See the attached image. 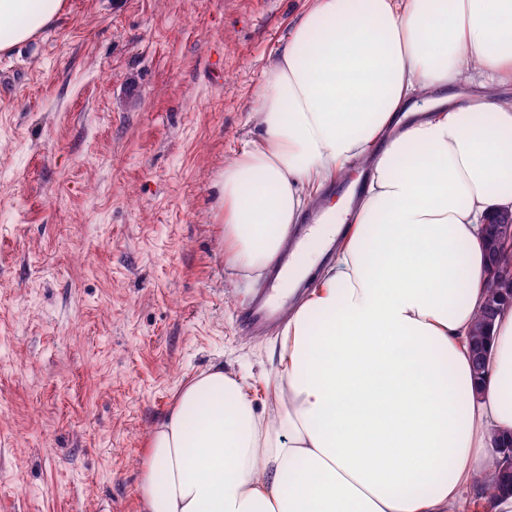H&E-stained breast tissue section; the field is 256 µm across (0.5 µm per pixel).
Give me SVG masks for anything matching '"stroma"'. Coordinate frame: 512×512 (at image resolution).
<instances>
[{
  "label": "stroma",
  "instance_id": "35a3bbf8",
  "mask_svg": "<svg viewBox=\"0 0 512 512\" xmlns=\"http://www.w3.org/2000/svg\"><path fill=\"white\" fill-rule=\"evenodd\" d=\"M304 6L64 0L0 53V512H140L148 434L212 364L273 403L221 176Z\"/></svg>",
  "mask_w": 512,
  "mask_h": 512
}]
</instances>
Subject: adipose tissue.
I'll use <instances>...</instances> for the list:
<instances>
[{"mask_svg": "<svg viewBox=\"0 0 512 512\" xmlns=\"http://www.w3.org/2000/svg\"><path fill=\"white\" fill-rule=\"evenodd\" d=\"M64 0H0V52ZM512 0H307L253 98L261 144L224 165V255L255 282L325 187L363 165L353 224L311 228L299 276L335 248L272 352L256 412L211 365L149 436L142 512H463L512 432V306L481 380L468 338L483 241L512 210Z\"/></svg>", "mask_w": 512, "mask_h": 512, "instance_id": "ef3b65f1", "label": "adipose tissue"}]
</instances>
